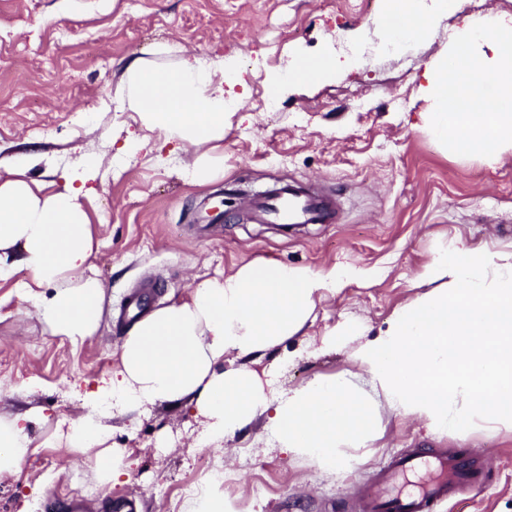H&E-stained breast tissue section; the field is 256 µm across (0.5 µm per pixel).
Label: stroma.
Segmentation results:
<instances>
[{
	"label": "stroma",
	"instance_id": "obj_1",
	"mask_svg": "<svg viewBox=\"0 0 512 512\" xmlns=\"http://www.w3.org/2000/svg\"><path fill=\"white\" fill-rule=\"evenodd\" d=\"M383 0H0V162L40 155L29 179L62 189L65 174L95 162L98 175L80 200L95 241L91 259L104 287L98 331L83 342L45 333L19 271L0 281V419L39 409L28 430L32 454L0 473V512H44L54 497L86 512L136 495L141 512H185L214 472L224 512H356L361 490L388 456L426 448L493 459L497 469L463 501L437 512H512V431L435 434L423 421L382 411V431L348 468L326 471L281 451L266 417L206 445L193 406L145 404L107 415L118 481L102 484L93 448L62 453L60 423L86 413L85 398L120 367L124 340L113 309L152 284V309L188 298L193 286L265 259L325 272L350 266L369 280L317 301L303 328L267 350L259 367L284 394L300 384L355 371L353 348L375 337L419 294L418 275L460 240L512 250V152L459 155L430 133L423 73L461 38L472 19H512V0H460L429 19L426 36L394 43V54L357 60L350 50L390 42ZM336 60V74L291 79L297 59ZM235 58L238 102L213 154L215 179L184 177L186 154L135 113L117 109L114 89L130 60L171 69L186 57ZM288 89L266 111L272 78ZM304 185L338 204L329 224L283 229L216 217L222 195ZM364 328L347 347L325 334Z\"/></svg>",
	"mask_w": 512,
	"mask_h": 512
}]
</instances>
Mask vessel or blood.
Returning <instances> with one entry per match:
<instances>
[{
	"label": "vessel or blood",
	"instance_id": "vessel-or-blood-1",
	"mask_svg": "<svg viewBox=\"0 0 512 512\" xmlns=\"http://www.w3.org/2000/svg\"><path fill=\"white\" fill-rule=\"evenodd\" d=\"M249 206L254 221L263 224H320L325 217L319 198L287 192L253 197ZM418 470L428 473L419 489L399 492L400 480ZM486 479V466L475 465L471 457L462 454L448 457L418 449L403 452L379 465L374 482L360 494V512H434L439 501L454 499Z\"/></svg>",
	"mask_w": 512,
	"mask_h": 512
}]
</instances>
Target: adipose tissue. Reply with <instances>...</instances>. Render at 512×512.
<instances>
[{"label": "adipose tissue", "mask_w": 512, "mask_h": 512, "mask_svg": "<svg viewBox=\"0 0 512 512\" xmlns=\"http://www.w3.org/2000/svg\"><path fill=\"white\" fill-rule=\"evenodd\" d=\"M382 21L392 38L421 37L428 25L421 0H386ZM462 41L463 49L423 75V91L435 102L429 129L463 153L510 150L512 26L485 19L466 27ZM475 41L483 50H469ZM235 69L231 58L212 69L188 57L173 71L135 58L114 96L146 129L162 131L182 148L216 143L235 110L216 76ZM29 164L22 159L0 176V280L28 271L23 295L44 329L81 341L98 330L104 295L100 280L88 273L94 240L79 189L94 170L73 174L50 193L26 179ZM363 276L352 267L322 274L263 260L203 281L187 300L133 326L121 345L119 370L89 395L91 411L70 422L60 445L98 448L93 468L99 482L117 478L122 468L104 450L111 430L99 407L107 401L120 411L147 402L194 405L210 444L264 413L279 447L324 470L345 467L356 451L370 447L384 408L439 433L512 430V250L464 243L436 255L419 276L421 295L355 350L358 372L269 398L254 363L303 329L317 299ZM231 352L245 366L225 369ZM41 420L33 410L0 420V473L26 462V429Z\"/></svg>", "instance_id": "1"}]
</instances>
